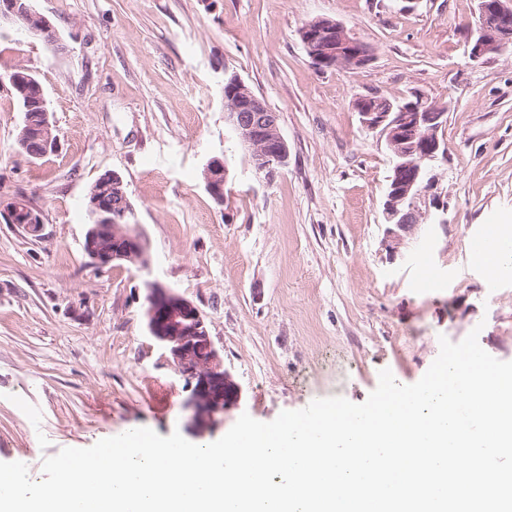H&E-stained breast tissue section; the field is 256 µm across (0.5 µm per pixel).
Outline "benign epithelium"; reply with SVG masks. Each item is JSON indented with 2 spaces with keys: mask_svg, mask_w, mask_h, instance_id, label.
Returning <instances> with one entry per match:
<instances>
[{
  "mask_svg": "<svg viewBox=\"0 0 512 512\" xmlns=\"http://www.w3.org/2000/svg\"><path fill=\"white\" fill-rule=\"evenodd\" d=\"M10 16L28 33L46 41L55 38L50 23L35 11L31 0H0V17ZM300 40L312 65L320 70L359 69L373 59L372 48L351 34L339 21L316 18L299 32ZM512 47V0H480L476 29L468 39V55L474 62H485ZM416 101L380 112L371 103L375 96L355 101L362 123L382 135L395 158L394 174L389 179L383 202L385 240L391 256L415 235L423 224L443 227L445 206L440 203L438 161L447 158L448 147L439 136L447 122V105L421 94ZM225 120L247 148L254 167L273 172L287 163L288 145L282 137L276 113L256 96L236 74L224 78ZM227 169L220 158H211L203 166L206 190L222 202ZM100 182L109 183L119 198L121 214H135L122 177L107 171ZM436 213H430V209ZM95 223L85 235L84 251L97 269L128 260L140 267L144 242L133 233H124V249L111 251L100 245L101 226L109 223V205L95 199L91 203ZM0 214L10 224L22 225L38 238L43 224L39 212L28 200L16 197L0 202ZM147 329L165 351V358L186 382L189 395L184 400V430L195 437L214 432L224 421V414L241 401V389L224 368L223 359L210 336L207 321L191 301L156 283L149 289L146 308Z\"/></svg>",
  "mask_w": 512,
  "mask_h": 512,
  "instance_id": "benign-epithelium-1",
  "label": "benign epithelium"
}]
</instances>
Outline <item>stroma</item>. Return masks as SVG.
<instances>
[{
    "label": "stroma",
    "mask_w": 512,
    "mask_h": 512,
    "mask_svg": "<svg viewBox=\"0 0 512 512\" xmlns=\"http://www.w3.org/2000/svg\"><path fill=\"white\" fill-rule=\"evenodd\" d=\"M478 0H34L57 40L0 20V73L39 78L57 148L21 153L23 114L0 89V201L26 196L41 237L0 219V462L44 457L131 428L182 430L184 380L146 326L157 282L205 315L241 414L261 422L313 400L363 403L381 370L419 381L440 337L478 331L512 361V265L475 262L486 225L512 232V52L466 54ZM373 49L355 70L316 69L299 38L318 18ZM276 112L288 163L256 170L224 120V73ZM447 103L436 174L446 228L390 257L382 204L391 152L354 102L414 93ZM222 158L224 202L201 171ZM122 177L148 265H90L85 201Z\"/></svg>",
    "instance_id": "35a3bbf8"
}]
</instances>
